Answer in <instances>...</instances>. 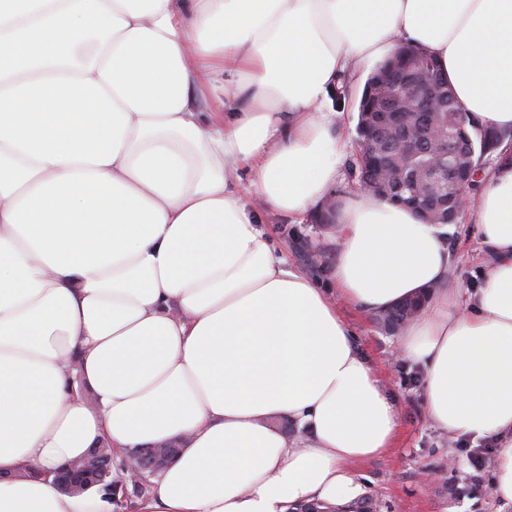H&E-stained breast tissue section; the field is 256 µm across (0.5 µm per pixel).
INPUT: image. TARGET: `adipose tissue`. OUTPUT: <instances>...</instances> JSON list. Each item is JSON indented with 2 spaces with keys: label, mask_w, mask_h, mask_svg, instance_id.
I'll return each mask as SVG.
<instances>
[{
  "label": "adipose tissue",
  "mask_w": 512,
  "mask_h": 512,
  "mask_svg": "<svg viewBox=\"0 0 512 512\" xmlns=\"http://www.w3.org/2000/svg\"><path fill=\"white\" fill-rule=\"evenodd\" d=\"M401 41L512 127V0H0V512H115L50 478L103 439L184 443L137 512H348L398 410L336 301L424 288L399 353L443 434L496 437L512 503V165L475 202L493 263L464 309L409 209L349 199L331 289L261 226L327 199L332 89Z\"/></svg>",
  "instance_id": "adipose-tissue-1"
}]
</instances>
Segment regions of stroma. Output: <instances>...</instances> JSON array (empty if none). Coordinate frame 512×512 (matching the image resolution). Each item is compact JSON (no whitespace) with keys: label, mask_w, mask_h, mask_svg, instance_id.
I'll return each mask as SVG.
<instances>
[{"label":"stroma","mask_w":512,"mask_h":512,"mask_svg":"<svg viewBox=\"0 0 512 512\" xmlns=\"http://www.w3.org/2000/svg\"><path fill=\"white\" fill-rule=\"evenodd\" d=\"M332 110L346 148L331 194L343 199L356 190L350 169L357 154V114L347 99L334 100ZM263 222L291 266L321 286H329L338 254L337 225L316 223L310 215L294 218L276 213L265 216ZM445 234L450 255L448 283L464 299L483 284L491 255L482 241L474 210H465L457 223L448 225ZM312 252L319 253L318 263L309 262ZM340 308L357 349L371 363L399 409L394 447L353 467L363 486V499L375 504L377 512H512V504H503L492 490L495 438L448 439L426 416L423 368L400 358L398 334L385 330L374 313L345 302ZM476 452L485 459L479 470L471 463ZM432 470L439 471V479L425 483V472Z\"/></svg>","instance_id":"stroma-1"}]
</instances>
